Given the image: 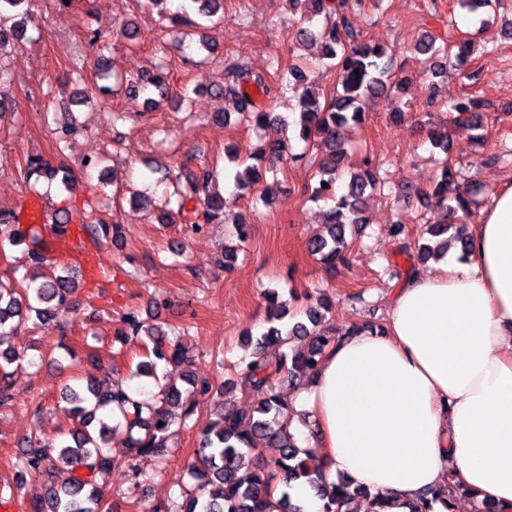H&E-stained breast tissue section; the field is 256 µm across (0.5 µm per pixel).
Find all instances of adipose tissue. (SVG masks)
Returning <instances> with one entry per match:
<instances>
[{
    "mask_svg": "<svg viewBox=\"0 0 512 512\" xmlns=\"http://www.w3.org/2000/svg\"><path fill=\"white\" fill-rule=\"evenodd\" d=\"M468 244L465 261L404 280L383 329L339 337L291 398L299 447L317 449L327 480L366 486L383 512L448 484L512 512V180Z\"/></svg>",
    "mask_w": 512,
    "mask_h": 512,
    "instance_id": "1",
    "label": "adipose tissue"
}]
</instances>
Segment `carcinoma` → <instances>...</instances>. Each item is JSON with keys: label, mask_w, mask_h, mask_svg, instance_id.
Segmentation results:
<instances>
[{"label": "carcinoma", "mask_w": 512, "mask_h": 512, "mask_svg": "<svg viewBox=\"0 0 512 512\" xmlns=\"http://www.w3.org/2000/svg\"><path fill=\"white\" fill-rule=\"evenodd\" d=\"M30 0H0V50L4 45L25 36L28 25L35 22L34 13L27 10L18 20L6 15L14 8ZM198 4L200 20H191L185 14L170 17V26L181 29L179 41L184 42L199 35L201 49H212L207 31L221 26L224 21V0H192ZM305 5L309 17L297 21L296 39L305 42L318 36L324 47V56L334 61L333 67L342 77V91L328 101L320 99L319 92L305 85L306 73L300 66L288 68V76L280 90L297 97L293 120H281V124H293L297 138L305 143V149L324 150L318 163V186L312 191L314 197H330L335 206L328 213L325 233L313 238L311 252L330 268L347 261L350 238L359 234L364 224L363 205L367 190H376L380 184L379 173L365 166L350 173L346 191L331 196L325 191L336 187L337 171L344 153L345 132L351 126L365 121V101L386 95L393 87L392 58L381 45L364 43L350 44L352 30L346 11L350 0H294ZM100 36L90 39L92 56L89 60L76 59L70 63V72L82 79L84 68L94 70L102 81L98 91L109 92L105 81L113 77L110 72L109 46L99 43ZM415 51L429 59L448 60V50L436 46L431 37H423L415 44ZM167 74L158 69L148 71L130 80L127 94L137 99L141 92L156 88L163 98L168 97ZM268 96L271 89L265 78L247 70H240L232 80L220 86L216 94L233 103L243 119L257 127L277 121L268 108H256L252 94ZM486 110L485 102L476 97L464 96L452 103L449 114L458 124H473L477 114ZM225 155L243 166L233 174L236 190L244 195L253 193L255 186L266 172L261 152L243 153L239 146L230 145ZM29 174H36L51 183L62 166H55L42 158L28 160ZM216 172L202 167L190 180L189 193L176 199V210H167L159 219L166 222L175 212L191 224L204 220L206 223L226 220L224 196L209 193V185L215 181ZM454 180L452 166L442 161L440 179L427 195V208L433 216L426 218L422 234L429 242L413 248L408 243V233L401 223L390 227V234L399 241V249L412 259L410 273L431 259H438L448 252V241L461 245V258L467 256L468 238L460 216L468 214L478 205L474 191L464 189L448 196V183ZM193 200L196 206L187 208ZM11 242L26 245L30 269L19 278L12 276L0 279V377L6 378L7 369L23 361L24 354L12 344L18 326L34 317L42 325L56 319L70 307L76 291V282L67 274V267L53 262L49 249L38 234L27 237L14 235ZM266 307L267 327L255 338L260 348L288 344L292 338H309L306 346L292 352H284L272 361L265 357L255 358L237 366L238 387L254 397L252 407L240 410L227 398L228 389L217 392L219 397V419L208 424L202 431L201 448L188 466V474L195 484L181 492L182 502L178 512H303V507L294 502L287 488L291 483H308L317 496L324 501L322 512H357V498L364 496L383 507L378 497L369 489L342 478L328 483L323 477L320 460L310 454L301 455L295 437L290 432L292 409L280 387L294 385L314 374L316 366L326 352L335 344L337 337L322 330L316 331L321 316L319 308L307 312L309 324L284 323L288 315L286 306L280 301L279 292L267 289L263 293ZM118 335L146 336L151 343L147 359L138 363L134 375L158 379L157 366L182 365L191 367L192 362L181 339L168 337L159 325H146L134 314L122 319ZM192 393L208 395L213 392L211 383L193 373L185 375ZM65 399L71 404L72 417L78 427L69 436L42 441L32 438L21 449L18 464L23 468L47 471L48 483L41 500L32 504L33 512H101L103 493L101 482L116 466H126L134 475H139L136 461L141 456L166 457L169 452L171 428L178 423L186 425L195 411L192 400L175 420L172 408L182 401V392L174 384H165L156 394L143 400L132 398L123 382L105 375L102 379L88 380L77 387L65 388ZM163 426H158V423ZM124 428L126 448L109 456L104 453L109 434ZM263 448L280 449V457L267 461L261 454ZM284 484L278 500L273 494L278 484ZM457 487L448 486L429 491L420 501L409 504V512H433L434 504L453 502Z\"/></svg>", "instance_id": "1"}]
</instances>
